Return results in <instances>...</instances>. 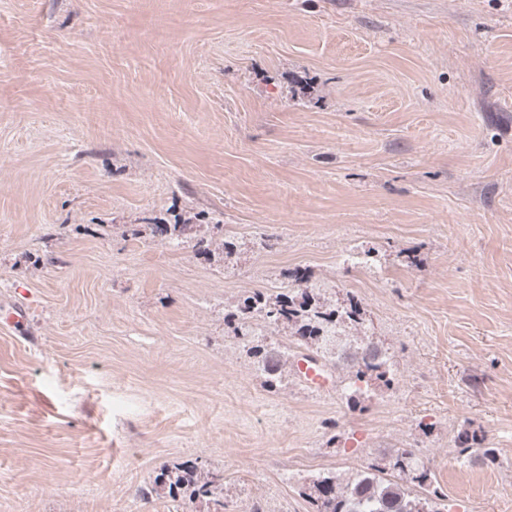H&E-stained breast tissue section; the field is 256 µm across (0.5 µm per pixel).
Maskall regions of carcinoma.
Listing matches in <instances>:
<instances>
[{
  "label": "carcinoma",
  "mask_w": 512,
  "mask_h": 512,
  "mask_svg": "<svg viewBox=\"0 0 512 512\" xmlns=\"http://www.w3.org/2000/svg\"><path fill=\"white\" fill-rule=\"evenodd\" d=\"M145 229L152 237L163 242L181 239L188 226L178 219L172 224L160 219L145 225ZM194 247L197 252L213 257L232 249L228 241L217 243L205 237L197 239ZM356 312L354 305L342 311H328L305 292L299 302L283 293L272 297L255 292L244 299L237 318L243 325L256 315L274 323L286 324L294 329V340L298 346L319 352L323 350V322L328 318H337L343 323L356 325L361 323V320L355 318ZM287 357L286 350L262 349L261 359L266 362L268 387L273 388L279 382L278 371ZM351 377L365 383L372 380L390 383L387 373L378 365L355 364L351 366ZM384 471V467L375 466L342 481L332 473L317 478L312 482L308 494L314 512H442L438 503L439 496L431 489V474L427 470H415L410 477V482L419 487L417 491L402 482L383 478ZM220 481L219 475L204 476L196 466L182 463L162 470L154 480L153 491L192 503L213 495V489Z\"/></svg>",
  "instance_id": "carcinoma-1"
}]
</instances>
